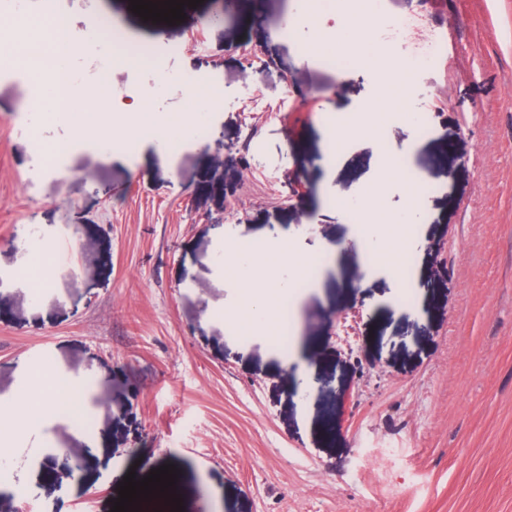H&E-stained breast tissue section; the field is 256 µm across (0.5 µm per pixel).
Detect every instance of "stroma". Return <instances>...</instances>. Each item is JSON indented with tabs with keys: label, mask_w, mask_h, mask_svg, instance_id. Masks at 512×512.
Wrapping results in <instances>:
<instances>
[{
	"label": "stroma",
	"mask_w": 512,
	"mask_h": 512,
	"mask_svg": "<svg viewBox=\"0 0 512 512\" xmlns=\"http://www.w3.org/2000/svg\"><path fill=\"white\" fill-rule=\"evenodd\" d=\"M87 40L63 58L77 87L113 53L91 18L118 24L153 47L145 62L113 68L101 94L142 97L144 111L178 120L197 114L205 139L145 130L132 153L98 126L76 133L51 114L53 92L32 78L0 79V274L38 269L30 228L55 236L54 275L39 298L22 282L0 291V400L21 390L23 367L84 377L101 456L59 424L51 449H73L76 472L21 445L13 472L38 466L46 492L32 512H110L122 477L174 466L177 503L209 512H512V0H447L433 16L421 0H385L392 16L424 15L447 38L443 57L416 70L406 118L375 137L342 144L331 176L317 161L325 110L351 113L377 76L327 68L311 49L333 31L329 0L319 27L281 30L299 0H222L184 5L183 19L144 20L131 0H54ZM200 40L190 44L191 32ZM266 47L264 70L242 52ZM219 84L218 102H192L180 82ZM38 92L45 113L13 119ZM265 114L251 131L242 107ZM309 109L307 121L272 116ZM68 145L72 172L59 183L35 147ZM408 152L434 188L415 212L402 180L383 183L379 208L409 229L408 304L393 311L389 283L364 272L346 210L361 202L382 151ZM253 175L242 178L244 166ZM298 171L305 188L285 199L272 185ZM301 247L341 248L311 287L290 299L292 339L316 378L307 400L271 337L241 332L239 297L217 256L225 240L258 242L271 226ZM359 309L356 337L342 343L333 312ZM112 460L104 470L101 457Z\"/></svg>",
	"instance_id": "stroma-1"
}]
</instances>
